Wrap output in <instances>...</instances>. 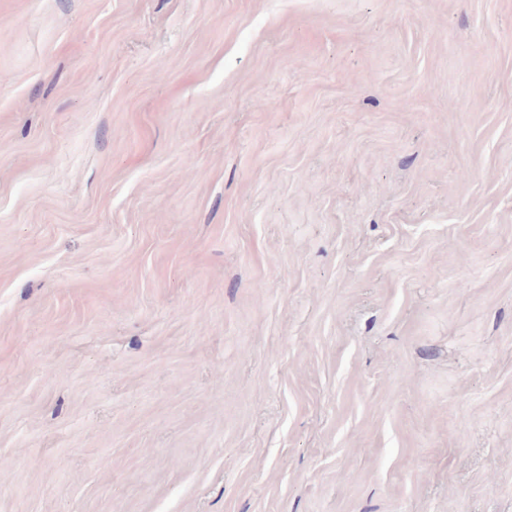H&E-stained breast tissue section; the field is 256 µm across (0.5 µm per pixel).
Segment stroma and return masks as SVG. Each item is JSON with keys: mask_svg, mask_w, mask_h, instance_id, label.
Listing matches in <instances>:
<instances>
[{"mask_svg": "<svg viewBox=\"0 0 512 512\" xmlns=\"http://www.w3.org/2000/svg\"><path fill=\"white\" fill-rule=\"evenodd\" d=\"M0 512H512V0H0Z\"/></svg>", "mask_w": 512, "mask_h": 512, "instance_id": "1", "label": "stroma"}]
</instances>
